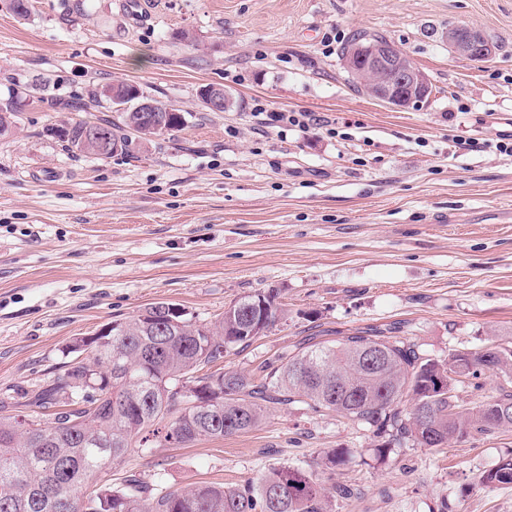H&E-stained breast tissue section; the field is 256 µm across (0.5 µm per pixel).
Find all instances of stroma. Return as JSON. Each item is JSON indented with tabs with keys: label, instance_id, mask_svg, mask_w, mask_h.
I'll return each mask as SVG.
<instances>
[{
	"label": "stroma",
	"instance_id": "1",
	"mask_svg": "<svg viewBox=\"0 0 512 512\" xmlns=\"http://www.w3.org/2000/svg\"><path fill=\"white\" fill-rule=\"evenodd\" d=\"M28 19L0 0V101L36 80L88 98L129 82L187 112L184 129L137 157L65 150L46 135L82 120L39 102L0 135V402L24 410L80 337L155 302L215 321L241 297L276 290L280 320L224 355L248 371L304 339L339 342L400 324L436 358L512 346V0H33ZM481 29L490 60L456 56L445 34ZM187 31L188 47L175 40ZM382 33L432 81L421 107L355 92L340 51ZM240 108L214 112L201 87ZM278 112L334 120L304 133ZM481 141L461 150L458 140ZM371 429L334 412L291 409L219 440L135 446L104 480L133 473L173 489L238 488L271 469L316 466L340 448L336 512H512V486L484 471L512 453V431L439 448L401 441L377 462Z\"/></svg>",
	"mask_w": 512,
	"mask_h": 512
}]
</instances>
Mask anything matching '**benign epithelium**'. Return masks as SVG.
Returning a JSON list of instances; mask_svg holds the SVG:
<instances>
[{"label": "benign epithelium", "mask_w": 512, "mask_h": 512, "mask_svg": "<svg viewBox=\"0 0 512 512\" xmlns=\"http://www.w3.org/2000/svg\"><path fill=\"white\" fill-rule=\"evenodd\" d=\"M448 47L472 61L489 59L492 43L480 30L468 26L448 29ZM344 66L360 77L362 93L397 109L417 107L429 100V76L416 69L403 50L390 41L356 42L348 47Z\"/></svg>", "instance_id": "1"}]
</instances>
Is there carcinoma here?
<instances>
[{"label": "carcinoma", "mask_w": 512, "mask_h": 512, "mask_svg": "<svg viewBox=\"0 0 512 512\" xmlns=\"http://www.w3.org/2000/svg\"><path fill=\"white\" fill-rule=\"evenodd\" d=\"M107 89L128 105L117 118L51 125L46 132L69 152L110 157L134 154L139 144L185 125L184 112L158 101L155 120H143L135 104L146 95L132 83ZM26 103L19 94L0 103L1 135ZM96 130L108 135L104 143ZM280 315L272 290L240 298L212 324L156 302L92 336L90 351L71 349L77 357L39 386L28 414L0 416V512H71L61 498L83 504L82 512H336V500L353 495L347 485L326 486L317 470L302 465L273 469L237 489H171L136 474L118 488L99 478L144 432L158 434L161 424L164 440L192 443L250 431L278 410H328L372 428L383 439L375 449L379 459L406 438L442 445L512 430L511 390L502 387L477 402L458 391L486 371L512 383V349L501 346L437 359L404 337L364 328L337 345L305 342L250 372L212 370L224 357L220 349L249 347ZM190 384L202 402L195 409L177 398V389ZM425 399L433 400L434 416L419 423L415 407ZM22 418L24 431L18 430ZM482 483L512 485V454L485 471Z\"/></svg>", "instance_id": "1"}]
</instances>
